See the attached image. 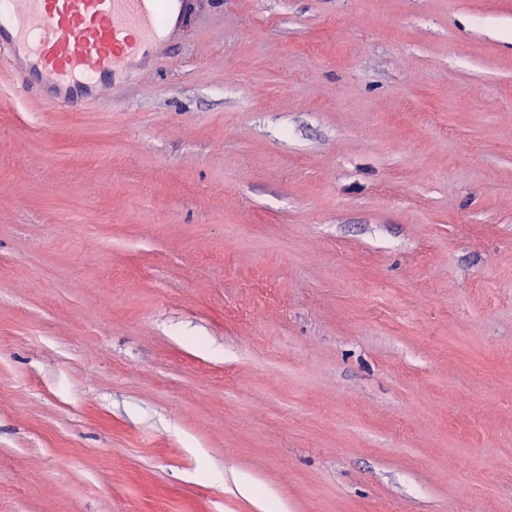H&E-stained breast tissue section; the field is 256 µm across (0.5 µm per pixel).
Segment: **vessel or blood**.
<instances>
[{"label":"vessel or blood","mask_w":512,"mask_h":512,"mask_svg":"<svg viewBox=\"0 0 512 512\" xmlns=\"http://www.w3.org/2000/svg\"><path fill=\"white\" fill-rule=\"evenodd\" d=\"M202 0H0V65L63 108L156 72L199 16Z\"/></svg>","instance_id":"obj_1"}]
</instances>
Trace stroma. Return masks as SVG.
Listing matches in <instances>:
<instances>
[{
    "label": "stroma",
    "instance_id": "stroma-1",
    "mask_svg": "<svg viewBox=\"0 0 512 512\" xmlns=\"http://www.w3.org/2000/svg\"><path fill=\"white\" fill-rule=\"evenodd\" d=\"M0 512H512V0H211L105 109L0 66Z\"/></svg>",
    "mask_w": 512,
    "mask_h": 512
}]
</instances>
